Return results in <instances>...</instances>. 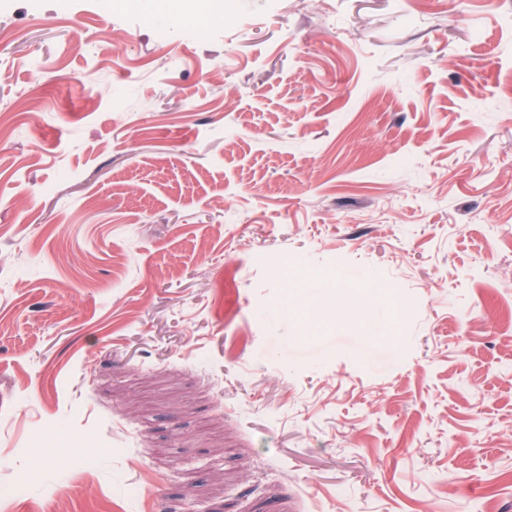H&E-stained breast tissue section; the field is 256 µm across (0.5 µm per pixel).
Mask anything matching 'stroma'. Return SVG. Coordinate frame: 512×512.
I'll return each mask as SVG.
<instances>
[{
	"label": "stroma",
	"instance_id": "35a3bbf8",
	"mask_svg": "<svg viewBox=\"0 0 512 512\" xmlns=\"http://www.w3.org/2000/svg\"><path fill=\"white\" fill-rule=\"evenodd\" d=\"M465 7L0 0V512H512V0ZM379 294L371 289L364 288L351 291L337 281L325 286L322 293V304L326 309H355L365 308L378 299Z\"/></svg>",
	"mask_w": 512,
	"mask_h": 512
}]
</instances>
